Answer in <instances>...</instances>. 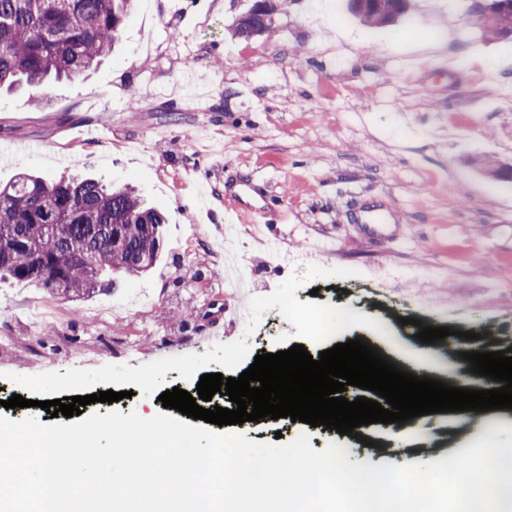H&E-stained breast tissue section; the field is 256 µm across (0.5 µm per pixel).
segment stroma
I'll list each match as a JSON object with an SVG mask.
<instances>
[{"label": "stroma", "mask_w": 512, "mask_h": 512, "mask_svg": "<svg viewBox=\"0 0 512 512\" xmlns=\"http://www.w3.org/2000/svg\"><path fill=\"white\" fill-rule=\"evenodd\" d=\"M254 0H138L110 57L90 75L50 84L33 107L29 92H0V186L29 171L53 176L86 167L103 183L133 186L167 217L155 266L116 290L72 306L26 282L0 281V419L51 418L46 400L125 392L83 415L139 411L201 376L239 377L261 352L301 344L309 354L361 337L408 368L432 354V376L472 389L494 384L469 373L465 351L512 347V185L470 163L512 161V40L489 42L466 22L464 0H417L401 26L368 28L341 0H284L268 32L233 37ZM344 51L345 65L336 62ZM465 58L448 73L449 53ZM273 197L267 234L235 219L250 267L247 289L227 293L219 230L224 202L242 184ZM391 207V242L357 246L355 215L367 202ZM283 250L303 257L286 266ZM389 287H370L374 272ZM300 306L360 303L338 336L309 335L280 316ZM248 315L225 327L224 305ZM478 332L493 343L417 340L416 321ZM28 408H5L12 395ZM424 446L394 444L398 424L373 423L362 439L289 419L246 422L255 442L308 432L313 449L338 445L361 463H419L512 428V410L481 423L425 419Z\"/></svg>", "instance_id": "35a3bbf8"}]
</instances>
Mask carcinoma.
<instances>
[{"mask_svg":"<svg viewBox=\"0 0 512 512\" xmlns=\"http://www.w3.org/2000/svg\"><path fill=\"white\" fill-rule=\"evenodd\" d=\"M137 0H0V86L36 89L72 80L98 65L121 36ZM482 17L488 40L512 38V0H469ZM347 10L364 26L394 24L406 17L393 0H377L367 11L358 0ZM251 22L237 20L242 40L266 31L250 9ZM475 167L502 179L508 164L474 158ZM165 215L148 207L129 187H107L74 175L49 180L19 174L0 189V225L10 224L13 241L0 240V279L34 283L67 301H85L153 267L161 253ZM119 232L124 249H112Z\"/></svg>","mask_w":512,"mask_h":512,"instance_id":"obj_1","label":"carcinoma"}]
</instances>
